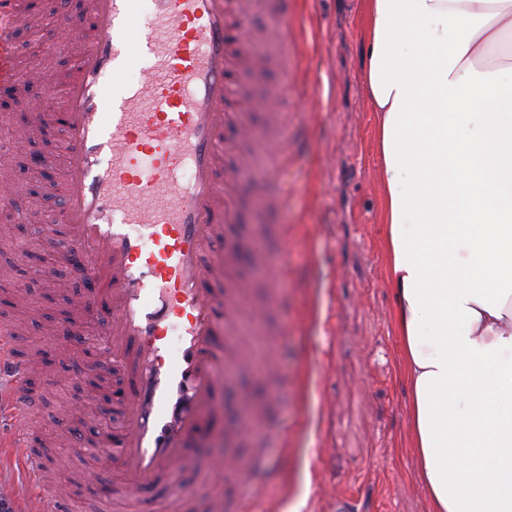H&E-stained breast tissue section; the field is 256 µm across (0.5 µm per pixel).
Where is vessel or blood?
Wrapping results in <instances>:
<instances>
[{
    "label": "vessel or blood",
    "mask_w": 512,
    "mask_h": 512,
    "mask_svg": "<svg viewBox=\"0 0 512 512\" xmlns=\"http://www.w3.org/2000/svg\"><path fill=\"white\" fill-rule=\"evenodd\" d=\"M250 0H148L151 21L137 25V0H89L94 30L83 42L76 75L61 114L68 142L63 201L69 235L61 251L79 258V276L108 321L104 358L83 362L105 375L119 367L128 378L113 435L85 458L88 472L122 470L124 499L167 479L174 491L164 512H188L189 488L180 484L195 461L190 445L216 410L215 392L233 385L250 349L272 352L276 340L236 316L244 284L212 290L236 267L233 248L204 262L236 210L222 170L228 96L224 75L234 62L258 55L232 49L227 17ZM15 0H0V84L21 91L38 85L56 93L50 75L19 68L13 33ZM142 66L140 82L124 94L109 90L130 57ZM274 149L287 159L292 142L276 104ZM14 328L0 324V407L24 426L30 359L15 345ZM212 473L245 479L254 497L264 492L260 456L245 461L232 444L213 453Z\"/></svg>",
    "instance_id": "obj_1"
}]
</instances>
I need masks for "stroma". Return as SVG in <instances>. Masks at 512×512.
<instances>
[{"instance_id": "35a3bbf8", "label": "stroma", "mask_w": 512, "mask_h": 512, "mask_svg": "<svg viewBox=\"0 0 512 512\" xmlns=\"http://www.w3.org/2000/svg\"><path fill=\"white\" fill-rule=\"evenodd\" d=\"M84 8L85 0H44L36 24L16 34L19 61L52 75L57 86L52 103L58 110L78 67L75 45L33 57L23 44L60 36L61 12ZM275 9L274 0H254L246 19L229 20L232 29L247 34L250 46L264 47L267 57L261 67H235L226 76L228 108L243 111L255 136L239 139L232 125L224 132V172L236 177L238 217L225 225L222 239L205 259L213 261L228 244L250 249L260 237L271 248L279 234H287L294 259L277 280L259 276L247 263L233 274L246 281L250 308L262 311L264 333L280 336L271 358L285 377L271 380L262 369L250 368L238 373L234 391L217 398L231 405L239 395L250 396L263 418L279 422L265 449L261 512H290L299 502L302 512H427L409 439V391L399 368L393 297L385 280L376 114L364 87L361 0H295L290 22L299 53L288 72L269 42ZM272 94L281 95L293 133L294 150L284 165L273 153L276 132L260 106ZM18 98L21 109H0V145L12 143L23 130L32 135L0 167V194L7 197L11 213L48 215L62 205L65 194L64 134L47 138L34 130L43 103L37 89H25ZM33 153L58 158L36 190L26 164ZM251 154L273 170L268 183L242 171L240 158ZM17 248L54 255L55 261L51 277L23 263L0 280L14 290L12 308L0 307V317L23 312L19 347L38 357V372L29 381L34 398L28 426L16 452L34 453L48 463L40 485L44 497L68 488L87 512L98 504L112 512L120 472L89 474L65 443L76 427L87 445H94L112 413L76 405L82 383L75 360L61 345L53 309L43 302L50 297L56 307L72 306L83 335H100L106 325L96 309L84 308L81 283L69 262L58 257L53 241L44 238L39 223L0 232V257ZM223 442L224 413L219 410L202 426L196 469L182 477L200 499L216 507L224 498L246 493L239 479L205 471V450Z\"/></svg>"}]
</instances>
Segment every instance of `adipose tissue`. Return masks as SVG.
Listing matches in <instances>:
<instances>
[{
  "label": "adipose tissue",
  "instance_id": "1",
  "mask_svg": "<svg viewBox=\"0 0 512 512\" xmlns=\"http://www.w3.org/2000/svg\"><path fill=\"white\" fill-rule=\"evenodd\" d=\"M386 277L429 512H512V0H363Z\"/></svg>",
  "mask_w": 512,
  "mask_h": 512
}]
</instances>
